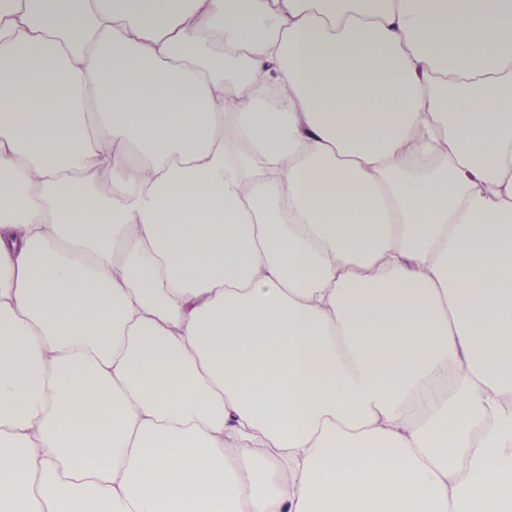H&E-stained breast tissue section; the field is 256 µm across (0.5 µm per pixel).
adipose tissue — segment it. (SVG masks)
Masks as SVG:
<instances>
[{
  "label": "adipose tissue",
  "instance_id": "obj_1",
  "mask_svg": "<svg viewBox=\"0 0 512 512\" xmlns=\"http://www.w3.org/2000/svg\"><path fill=\"white\" fill-rule=\"evenodd\" d=\"M134 2L0 0V512H512V0Z\"/></svg>",
  "mask_w": 512,
  "mask_h": 512
}]
</instances>
